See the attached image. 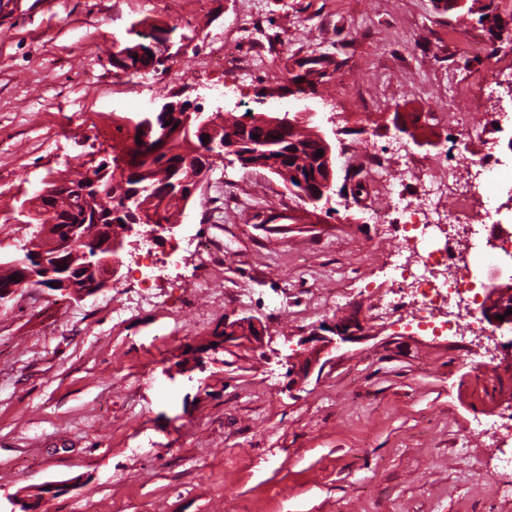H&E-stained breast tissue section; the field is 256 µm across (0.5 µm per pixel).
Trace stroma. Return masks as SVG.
Instances as JSON below:
<instances>
[{"label":"stroma","mask_w":512,"mask_h":512,"mask_svg":"<svg viewBox=\"0 0 512 512\" xmlns=\"http://www.w3.org/2000/svg\"><path fill=\"white\" fill-rule=\"evenodd\" d=\"M507 28L492 36L482 13ZM176 27L168 67L130 75L110 57L134 23ZM261 42L239 38L241 24ZM481 39L463 56L451 31ZM223 55V67L212 60ZM512 68V0H0V256L30 238L13 208L51 173L76 178L109 155L112 121L169 101L238 116L311 113L332 146L326 207L291 199L270 172L227 156L181 225L153 244L177 266L129 321L109 308L140 293L123 269L82 299L30 288L0 301V512H512V432L491 414L512 407V361L462 331L414 333L422 316L371 317L376 288L399 262L392 200L412 202L414 169L391 151L442 167L455 109L494 125L480 154L512 168V99L456 78ZM369 141L385 161L384 184ZM214 238L212 261L185 247ZM251 317L262 348L204 355L186 348L224 320ZM358 318L310 376L290 382L287 356L322 327Z\"/></svg>","instance_id":"stroma-1"}]
</instances>
